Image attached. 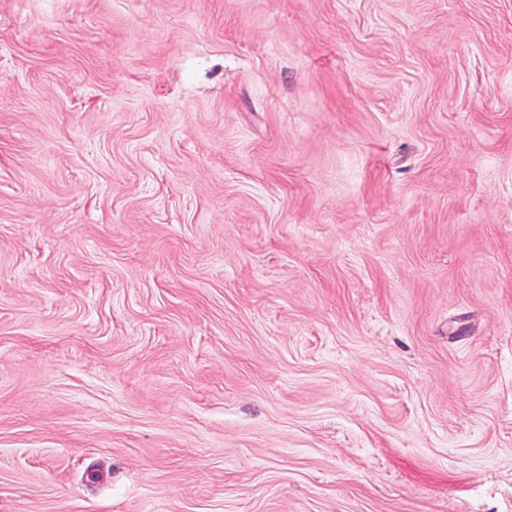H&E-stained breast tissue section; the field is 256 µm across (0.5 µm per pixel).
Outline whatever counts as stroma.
Wrapping results in <instances>:
<instances>
[{"label":"stroma","instance_id":"35a3bbf8","mask_svg":"<svg viewBox=\"0 0 512 512\" xmlns=\"http://www.w3.org/2000/svg\"><path fill=\"white\" fill-rule=\"evenodd\" d=\"M0 512H512V0H0Z\"/></svg>","mask_w":512,"mask_h":512}]
</instances>
